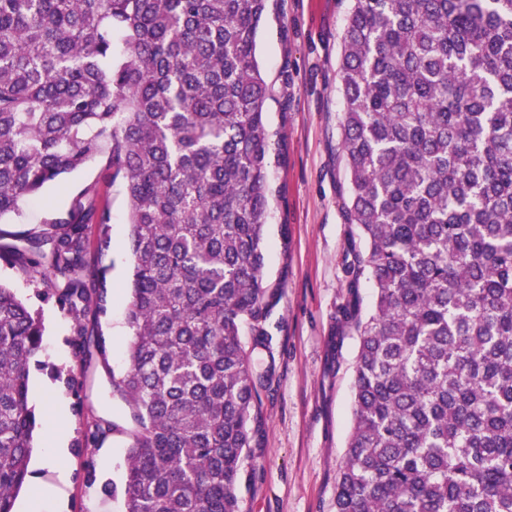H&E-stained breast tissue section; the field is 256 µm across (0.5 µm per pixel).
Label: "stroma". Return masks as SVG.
<instances>
[{
  "label": "stroma",
  "instance_id": "obj_1",
  "mask_svg": "<svg viewBox=\"0 0 512 512\" xmlns=\"http://www.w3.org/2000/svg\"><path fill=\"white\" fill-rule=\"evenodd\" d=\"M350 5V0H272L256 37L257 59L269 86L267 121L285 136L288 161L270 163L271 182L285 195L284 203L270 206L264 242L265 278L280 287L271 318L275 373L261 394L263 427L251 461L256 477L242 491V512H334L358 345L354 333L336 327L337 309L348 297L343 259L360 243L342 211L350 182L341 150L338 71ZM79 195L88 204H108L111 211V248L103 264L112 305L99 319L112 340L108 359L93 349L76 361L68 343L70 316L43 288L27 284L17 269L0 263V283L14 288L43 322L39 364L31 369L30 403L38 424L29 476L19 493L35 500L36 512H56L49 445L51 406L57 400L64 406L69 440L99 418L119 426L83 453L68 452L66 512H122L120 497L104 490L106 483L120 482L117 465L130 444L128 409L113 395L109 375L128 364L124 315L132 260L122 187L109 182L100 163H90L65 181L47 185L39 203L25 206L22 223L7 217L0 220V229H36L49 213L69 209ZM58 368L74 369L81 382L78 392L55 379ZM78 400L83 403L79 414L74 411ZM88 464L96 474L91 485L84 479Z\"/></svg>",
  "mask_w": 512,
  "mask_h": 512
}]
</instances>
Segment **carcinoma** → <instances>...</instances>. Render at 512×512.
<instances>
[{
  "label": "carcinoma",
  "mask_w": 512,
  "mask_h": 512,
  "mask_svg": "<svg viewBox=\"0 0 512 512\" xmlns=\"http://www.w3.org/2000/svg\"><path fill=\"white\" fill-rule=\"evenodd\" d=\"M269 0H0V219L99 162L128 204L134 423L124 512H241L278 288L264 279L273 140L256 35ZM357 336L335 512H512V0H352L339 67ZM111 213L0 229V261L72 318L111 305ZM94 236H89V231ZM376 290L362 313L361 278ZM249 326L251 349L241 336ZM42 326L0 286V512L37 425ZM116 425L98 419L79 450Z\"/></svg>",
  "instance_id": "obj_1"
}]
</instances>
